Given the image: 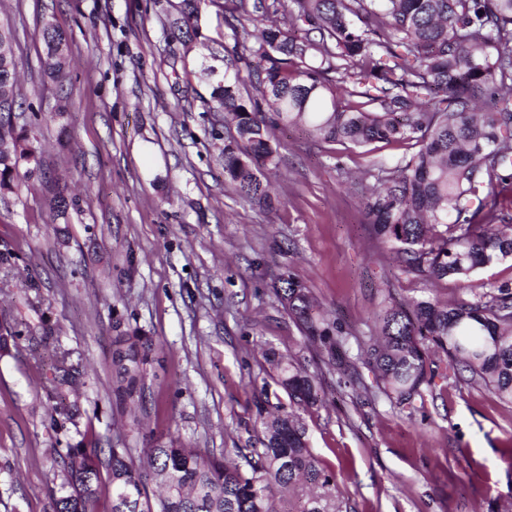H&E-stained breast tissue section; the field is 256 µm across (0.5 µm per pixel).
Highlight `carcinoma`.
Returning <instances> with one entry per match:
<instances>
[{
    "instance_id": "obj_1",
    "label": "carcinoma",
    "mask_w": 512,
    "mask_h": 512,
    "mask_svg": "<svg viewBox=\"0 0 512 512\" xmlns=\"http://www.w3.org/2000/svg\"><path fill=\"white\" fill-rule=\"evenodd\" d=\"M205 0H181L173 27L195 35ZM301 35L265 19L233 31L234 56L247 74L224 75L212 99L235 127L224 144V176L238 194L270 206L264 171L277 166L272 125H301L325 143L355 147L400 143L414 152L381 177L366 210L374 235L395 246L403 273L431 281L468 283L472 299L433 298L389 303L376 335L360 347L378 390L397 404L411 402L428 383L431 350L458 367L459 380L512 402V282H476L475 273L512 257V0H292ZM43 72L66 77L67 32L41 30ZM18 52L0 56V98L22 108ZM15 151L0 158V193L19 176L31 179L40 162L28 129L0 111V133ZM275 296L297 327L333 348L342 328L321 312L309 288L280 279ZM153 349L148 336H116L112 367L116 404L142 398L141 376ZM72 352L55 354L64 382ZM266 361L287 393L288 408L257 404L262 447L207 456L174 440L155 441L146 460L127 448L100 457L96 447L67 449L62 460L70 492L53 512H349L336 476L320 465L299 410L317 402L316 375L293 354L273 349ZM159 483L160 493L149 484ZM110 504L99 509L103 483ZM277 489L275 507L270 493Z\"/></svg>"
}]
</instances>
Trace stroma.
Instances as JSON below:
<instances>
[{
	"label": "stroma",
	"instance_id": "35a3bbf8",
	"mask_svg": "<svg viewBox=\"0 0 512 512\" xmlns=\"http://www.w3.org/2000/svg\"><path fill=\"white\" fill-rule=\"evenodd\" d=\"M181 0H0L28 58L20 88L44 173L0 195V324L18 335L0 355V512H52L62 457L86 428L101 448L143 456L174 439L222 456L257 448V401L287 393L264 359L293 352L318 375V402L301 412L309 446L336 475L351 512H512V403L459 381L436 355L432 382L410 405L365 394L358 356L389 301L463 297L461 281L402 273L365 214L367 187L408 146L325 143L272 126L279 202L268 209L224 177L231 129L211 92L234 46L225 22L249 24L256 4L288 25L291 0H223L203 9L184 41L171 22ZM69 34L68 77L44 75V21ZM80 201L53 218L48 200ZM292 276L342 325L336 352L314 345L272 288ZM152 337L142 405L112 395V338ZM74 381L49 382L57 348ZM65 412L53 415L56 406Z\"/></svg>",
	"mask_w": 512,
	"mask_h": 512
}]
</instances>
